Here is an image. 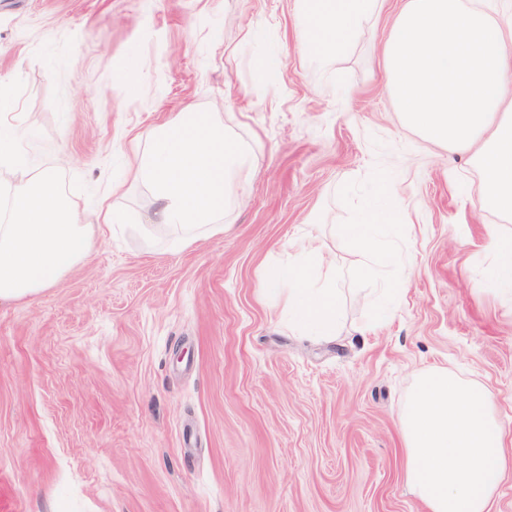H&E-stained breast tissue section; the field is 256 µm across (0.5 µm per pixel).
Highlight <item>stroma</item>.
I'll return each mask as SVG.
<instances>
[{"instance_id":"35a3bbf8","label":"stroma","mask_w":512,"mask_h":512,"mask_svg":"<svg viewBox=\"0 0 512 512\" xmlns=\"http://www.w3.org/2000/svg\"><path fill=\"white\" fill-rule=\"evenodd\" d=\"M397 5L324 64L298 49L295 0H0V96L67 198L93 208L124 132L188 104L256 155L224 235H119L0 304V512H426L398 426L414 377L476 380L512 423V303L489 286L512 220L480 209L469 156L402 126L378 68ZM379 169L412 208L395 302L378 311L330 238L336 333L292 327L261 266L352 223Z\"/></svg>"}]
</instances>
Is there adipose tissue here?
Instances as JSON below:
<instances>
[{
    "mask_svg": "<svg viewBox=\"0 0 512 512\" xmlns=\"http://www.w3.org/2000/svg\"><path fill=\"white\" fill-rule=\"evenodd\" d=\"M299 2L301 47L324 60L382 11V0ZM382 64L403 123L434 145L472 153L485 187L482 208L511 217L512 0L489 7L477 0H404ZM253 154L212 112L187 109L158 124L147 149L128 163L129 175L148 184L153 206L150 223L135 225V232L150 240L165 229L171 250L223 234ZM381 193L386 204L367 207L337 234L392 293L397 284L389 270L401 253L398 231L408 214L389 187ZM126 230L107 202L89 216L67 200L54 170L17 181L0 212V303L57 286L99 241ZM260 281L285 289L299 325L320 336L335 333L336 268L322 242L294 245L287 263L261 268ZM399 424L406 482L426 512H496L512 475V440L488 387L444 368L419 373Z\"/></svg>",
    "mask_w": 512,
    "mask_h": 512,
    "instance_id": "adipose-tissue-1",
    "label": "adipose tissue"
}]
</instances>
